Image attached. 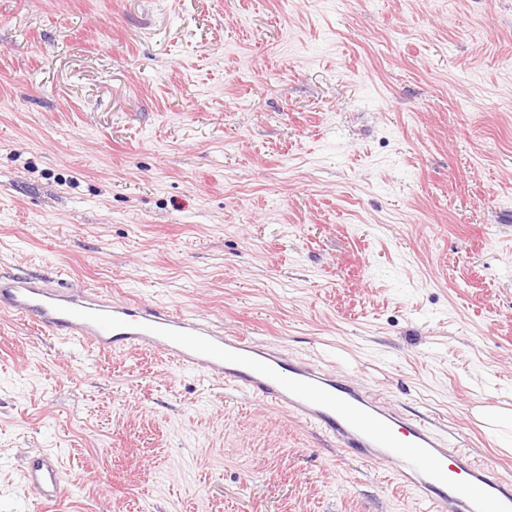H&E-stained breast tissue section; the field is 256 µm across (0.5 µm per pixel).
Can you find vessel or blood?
<instances>
[{
  "label": "vessel or blood",
  "instance_id": "obj_1",
  "mask_svg": "<svg viewBox=\"0 0 512 512\" xmlns=\"http://www.w3.org/2000/svg\"><path fill=\"white\" fill-rule=\"evenodd\" d=\"M0 315L103 350H148L222 380L325 431L358 459L387 463L428 512H512V482L491 478L466 449L402 416L379 394L279 347L161 305L116 303L93 289L67 288L51 277L1 276ZM22 480L47 503L63 491L61 465L48 453L28 459Z\"/></svg>",
  "mask_w": 512,
  "mask_h": 512
}]
</instances>
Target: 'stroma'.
<instances>
[{"label": "stroma", "instance_id": "1", "mask_svg": "<svg viewBox=\"0 0 512 512\" xmlns=\"http://www.w3.org/2000/svg\"><path fill=\"white\" fill-rule=\"evenodd\" d=\"M2 272L317 360L512 480L473 417L512 405V0H0ZM0 512L423 510L223 381L5 317ZM22 480L26 488L47 503L52 502L63 491L61 465L49 453L32 455L22 470Z\"/></svg>", "mask_w": 512, "mask_h": 512}]
</instances>
